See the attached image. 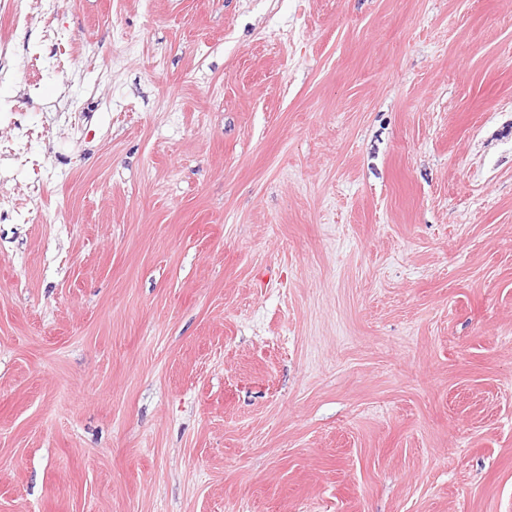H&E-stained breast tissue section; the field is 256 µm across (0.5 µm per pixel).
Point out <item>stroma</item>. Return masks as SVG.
<instances>
[{
	"mask_svg": "<svg viewBox=\"0 0 512 512\" xmlns=\"http://www.w3.org/2000/svg\"><path fill=\"white\" fill-rule=\"evenodd\" d=\"M58 24L0 23L61 215L0 217V512H512V0Z\"/></svg>",
	"mask_w": 512,
	"mask_h": 512,
	"instance_id": "obj_1",
	"label": "stroma"
}]
</instances>
